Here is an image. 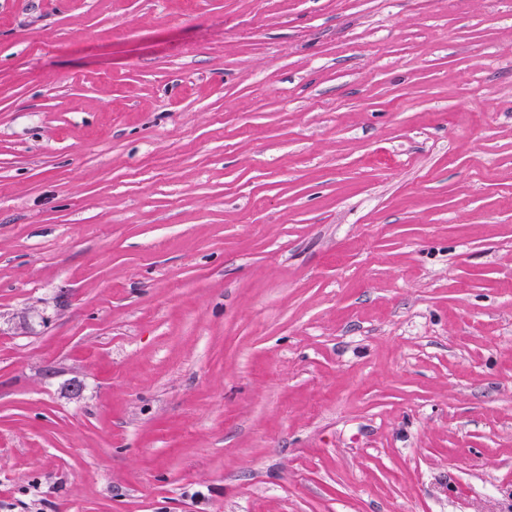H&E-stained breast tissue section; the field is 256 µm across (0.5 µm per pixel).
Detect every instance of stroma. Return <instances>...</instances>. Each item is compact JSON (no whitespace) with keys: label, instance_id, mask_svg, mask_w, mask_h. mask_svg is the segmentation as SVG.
Segmentation results:
<instances>
[{"label":"stroma","instance_id":"obj_1","mask_svg":"<svg viewBox=\"0 0 512 512\" xmlns=\"http://www.w3.org/2000/svg\"><path fill=\"white\" fill-rule=\"evenodd\" d=\"M0 512H512V0H0Z\"/></svg>","mask_w":512,"mask_h":512}]
</instances>
